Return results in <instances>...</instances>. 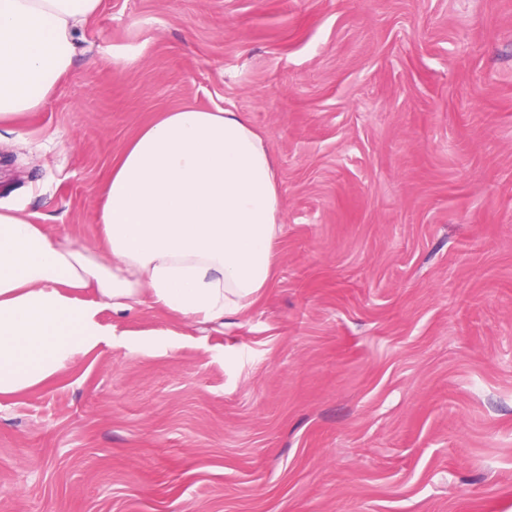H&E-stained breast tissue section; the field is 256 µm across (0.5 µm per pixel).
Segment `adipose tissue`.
<instances>
[{"label": "adipose tissue", "mask_w": 512, "mask_h": 512, "mask_svg": "<svg viewBox=\"0 0 512 512\" xmlns=\"http://www.w3.org/2000/svg\"><path fill=\"white\" fill-rule=\"evenodd\" d=\"M102 0H0V124L39 110ZM283 202L272 150L243 112L162 113L114 161L99 237L77 245L0 206V395L41 386L110 344L104 310L149 304L188 323L269 288Z\"/></svg>", "instance_id": "adipose-tissue-1"}]
</instances>
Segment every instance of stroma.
Returning <instances> with one entry per match:
<instances>
[{"label": "stroma", "instance_id": "35a3bbf8", "mask_svg": "<svg viewBox=\"0 0 512 512\" xmlns=\"http://www.w3.org/2000/svg\"><path fill=\"white\" fill-rule=\"evenodd\" d=\"M75 43L0 128V204L92 244L143 127L244 112L278 263L1 395L0 512H512V0H102Z\"/></svg>", "mask_w": 512, "mask_h": 512}]
</instances>
